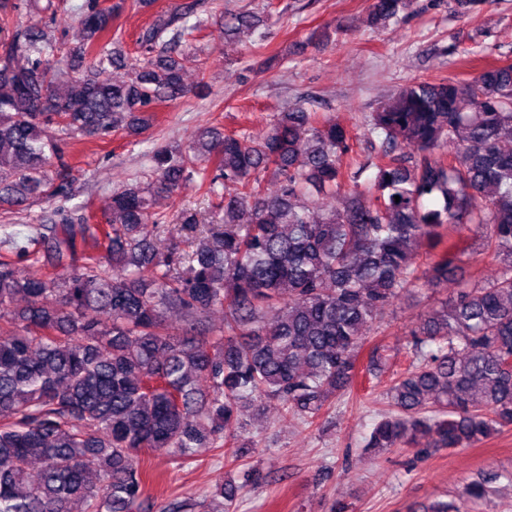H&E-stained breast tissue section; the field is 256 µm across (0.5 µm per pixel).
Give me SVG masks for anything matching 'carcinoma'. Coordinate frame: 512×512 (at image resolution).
<instances>
[{
    "label": "carcinoma",
    "mask_w": 512,
    "mask_h": 512,
    "mask_svg": "<svg viewBox=\"0 0 512 512\" xmlns=\"http://www.w3.org/2000/svg\"><path fill=\"white\" fill-rule=\"evenodd\" d=\"M23 2L0 0V203L19 211L69 193L74 136L141 132L159 106L188 94L190 46L208 23L185 3L139 33L130 59L112 47L120 4L84 0L80 40L64 48L60 0H34L42 26L14 21ZM405 6L375 0L372 25ZM219 23L227 37L265 41L253 13ZM121 67L128 79L110 80ZM49 125L61 138H41ZM369 131L377 195L355 185L341 209L327 199L358 176L352 135L299 104L258 144L212 127L157 148L150 180L113 194L102 224L78 207L41 218L22 245L4 238L14 256L0 258V512H141V450L184 463L199 448H230L238 460L252 451L239 411L267 400L314 422L354 386L362 328L459 267L461 226L486 230L498 269L427 311L411 369L386 389L392 412L365 448L415 447L429 435L437 452L512 427V61L464 82H409L371 114ZM188 181L210 218L150 211ZM197 229L204 239L181 249L174 231ZM17 257L46 271L22 276ZM105 260L110 275L98 272ZM389 359L373 347L367 371L380 378ZM233 500L221 488L200 507L224 512Z\"/></svg>",
    "instance_id": "1"
}]
</instances>
